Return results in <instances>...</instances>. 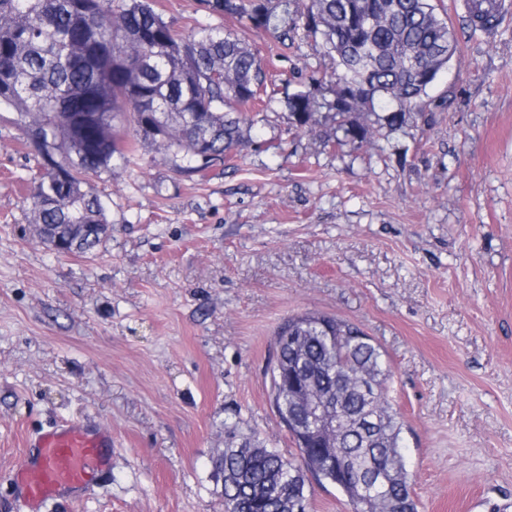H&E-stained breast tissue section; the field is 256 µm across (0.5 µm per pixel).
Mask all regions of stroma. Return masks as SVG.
Returning a JSON list of instances; mask_svg holds the SVG:
<instances>
[{
    "instance_id": "stroma-1",
    "label": "stroma",
    "mask_w": 512,
    "mask_h": 512,
    "mask_svg": "<svg viewBox=\"0 0 512 512\" xmlns=\"http://www.w3.org/2000/svg\"><path fill=\"white\" fill-rule=\"evenodd\" d=\"M460 52L434 106L370 142L337 140L282 100L206 177L143 143L88 186L112 230L59 255L26 198L35 161L0 113V512H27L12 475L64 421L112 432L95 491L42 512H224L212 459L226 429L294 458L271 397L276 332L319 311L386 352L418 512H512V5L489 32L436 0ZM175 29L241 32L277 87L335 64L298 32L283 46L200 0H154Z\"/></svg>"
}]
</instances>
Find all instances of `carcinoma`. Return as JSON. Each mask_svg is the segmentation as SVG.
<instances>
[{
	"label": "carcinoma",
	"instance_id": "cac0c4a2",
	"mask_svg": "<svg viewBox=\"0 0 512 512\" xmlns=\"http://www.w3.org/2000/svg\"><path fill=\"white\" fill-rule=\"evenodd\" d=\"M201 3L282 43L300 29L320 36L336 57V132L360 144L371 130L358 113L391 127L408 112L424 114L437 75L459 51L455 27L433 0ZM495 19V0H470L469 26L486 29ZM267 83L240 33L202 25L184 36L152 0H0V112L16 115L36 159L30 210L48 246L69 224H109L100 196L82 185L116 161L134 162L137 143L121 135L116 116L132 117L136 136L171 154L178 172L203 177L241 145L247 115L231 104L268 107ZM322 85L313 78L284 97L296 127L318 123ZM50 160L64 177L51 174ZM286 335L299 339L306 398L336 411L334 447L312 440L295 462L240 436L212 459L224 512H293L294 502L308 501L307 471L339 487L352 512H417L385 352L346 320L304 313L279 328L283 366L294 362ZM272 399L281 418L305 415L283 388L272 387Z\"/></svg>",
	"mask_w": 512,
	"mask_h": 512
}]
</instances>
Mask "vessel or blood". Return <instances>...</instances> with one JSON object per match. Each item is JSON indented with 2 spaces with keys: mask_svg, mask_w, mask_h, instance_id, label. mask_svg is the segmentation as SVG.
<instances>
[{
  "mask_svg": "<svg viewBox=\"0 0 512 512\" xmlns=\"http://www.w3.org/2000/svg\"><path fill=\"white\" fill-rule=\"evenodd\" d=\"M35 456L24 459L15 485L28 512L62 495H78L93 488L109 469L112 434L79 423L62 424L34 442Z\"/></svg>",
  "mask_w": 512,
  "mask_h": 512,
  "instance_id": "b4317fda",
  "label": "vessel or blood"
}]
</instances>
